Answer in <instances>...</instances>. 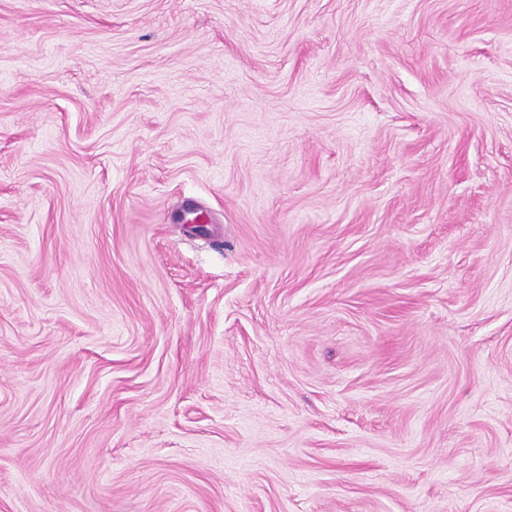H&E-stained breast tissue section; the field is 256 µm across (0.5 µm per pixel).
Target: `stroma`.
Instances as JSON below:
<instances>
[{
    "label": "stroma",
    "instance_id": "obj_1",
    "mask_svg": "<svg viewBox=\"0 0 512 512\" xmlns=\"http://www.w3.org/2000/svg\"><path fill=\"white\" fill-rule=\"evenodd\" d=\"M0 512H512V0H0Z\"/></svg>",
    "mask_w": 512,
    "mask_h": 512
}]
</instances>
